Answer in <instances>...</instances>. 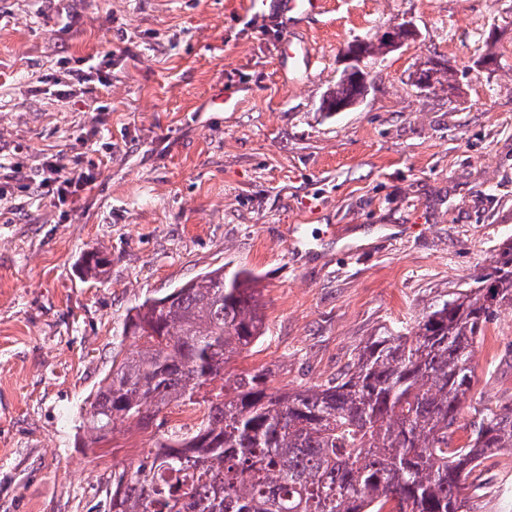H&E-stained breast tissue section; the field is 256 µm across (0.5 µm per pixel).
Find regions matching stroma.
<instances>
[{"mask_svg": "<svg viewBox=\"0 0 512 512\" xmlns=\"http://www.w3.org/2000/svg\"><path fill=\"white\" fill-rule=\"evenodd\" d=\"M0 0V155L27 168L76 138L98 165L77 207L15 187L0 202V512H109L114 472L152 430L89 447L82 417L128 310L221 265L257 278L265 334L227 374L297 390L336 376L382 327L474 287L512 240V0ZM67 17L70 30L60 34ZM417 36L363 59L368 90L322 102L352 43ZM312 67L288 56L286 28ZM111 54L112 110L37 87L61 58ZM452 80L422 87L425 64ZM233 105L211 110L215 87ZM100 250L103 278L80 257ZM471 406L512 403V307L474 348ZM467 512H502L512 450L471 478ZM415 28L410 22H401L390 26L387 30H385L378 39V44L375 46L373 43H360L363 46L364 52L367 55L383 52V50L387 49V44L390 47L401 46L410 38L415 36Z\"/></svg>", "mask_w": 512, "mask_h": 512, "instance_id": "35a3bbf8", "label": "stroma"}]
</instances>
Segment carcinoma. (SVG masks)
<instances>
[{"label": "carcinoma", "mask_w": 512, "mask_h": 512, "mask_svg": "<svg viewBox=\"0 0 512 512\" xmlns=\"http://www.w3.org/2000/svg\"><path fill=\"white\" fill-rule=\"evenodd\" d=\"M361 88L338 81L332 104ZM108 264L92 251L81 272L99 279ZM254 284L219 267L126 314L121 337L133 342L90 402V443L119 423L160 428L172 404L201 416L114 475L111 512H464L473 471L512 449V404L475 411L467 440L448 446L474 384V344L512 307V241L477 288L371 337L335 379L292 392L269 387L263 369L224 378L229 357L263 335ZM144 323L152 335L138 334Z\"/></svg>", "instance_id": "1"}]
</instances>
